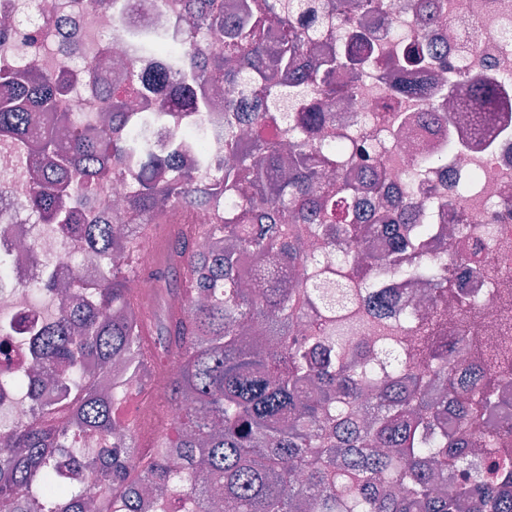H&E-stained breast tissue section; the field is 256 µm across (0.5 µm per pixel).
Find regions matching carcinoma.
Listing matches in <instances>:
<instances>
[{
    "instance_id": "1",
    "label": "carcinoma",
    "mask_w": 512,
    "mask_h": 512,
    "mask_svg": "<svg viewBox=\"0 0 512 512\" xmlns=\"http://www.w3.org/2000/svg\"><path fill=\"white\" fill-rule=\"evenodd\" d=\"M353 8L310 0L299 15L293 0H181L183 47L161 36L144 44L165 67L126 61L95 122L58 109L90 86L92 70L0 60V148L17 156L28 220L85 243L71 282L46 261L24 289L28 300L52 298L45 322L0 324V335L35 336V362L55 390L44 398L29 375L0 371V386L31 400L27 420L0 433V512H100L102 502L107 512H165L174 498L203 512L210 491L224 512H512V448L502 447L512 341L475 343L467 323L477 300L459 298L455 349H469L482 372L459 380L437 346L448 331V260L432 259L429 244L444 225L409 222L412 181L363 219L345 168L353 162L378 185L372 140L327 139L330 113L314 102L279 109L299 91L330 108L336 72L376 63L368 43L318 56L303 31L306 16L331 26ZM417 20L416 40L392 61L400 73L432 59L438 16ZM440 70L445 92L465 76L444 54ZM465 77V111L491 132L496 85ZM239 82L253 99L246 108L224 99V146L213 155L201 124L219 87ZM37 113L65 139L37 129ZM159 124L173 135L166 153L149 142ZM114 181L122 205L93 206ZM161 224L162 266L184 271L176 288L140 263ZM373 226L393 247L367 276L352 257ZM313 237L341 260L322 264ZM143 277L157 286L154 312L128 288ZM386 277L414 283L424 304L397 309L400 297L379 287ZM356 332L387 361L367 363ZM163 356L180 364L165 381L175 417L143 446L127 407L153 388Z\"/></svg>"
}]
</instances>
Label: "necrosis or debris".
Segmentation results:
<instances>
[{
    "instance_id": "obj_1",
    "label": "necrosis or debris",
    "mask_w": 512,
    "mask_h": 512,
    "mask_svg": "<svg viewBox=\"0 0 512 512\" xmlns=\"http://www.w3.org/2000/svg\"><path fill=\"white\" fill-rule=\"evenodd\" d=\"M357 2L359 20L355 26L343 30L317 25L311 30L320 46L337 44L349 33L374 44L379 56L375 71L360 79L344 71L336 73L335 83L346 100L333 110L328 134L340 142L367 129L385 141L383 187L393 192L402 189L419 155L439 159V166L418 178L415 197L420 201L439 198L445 206L433 211L415 209L413 217L426 224L449 226L466 219L469 231L448 242L449 255L462 252L469 257L468 263L454 272L456 296L448 301V319H457V296L477 295L480 313L471 322L470 333L495 335L501 319L512 318V285L495 284L473 275L472 270L512 271V0H439L442 26L436 29L435 37L447 44L449 61L462 68L484 70L499 85L502 105L498 129L489 139L476 136L471 119L458 113L461 100L469 95L468 85H458L451 93L450 113L444 123L421 116V99L392 94L391 88L397 83L416 85L431 95L439 90L433 70L399 74L389 65L399 48L415 35L414 0H387L388 8L383 12L376 9V0ZM179 3L124 0L126 16L120 20L113 9H98L94 0H0V21L27 30L39 26L42 17H59L58 29L43 33L39 51L29 57L39 69L52 72L59 66V32L71 23H78L88 37L87 43L78 44L71 55V65L102 64L131 53L138 37L175 35ZM405 111L419 113V121L402 128L388 123L389 114ZM0 186L8 190L5 212L13 238L33 246L30 254L17 255L11 240L0 242V248L12 254V273L0 282V309L39 323L46 318L45 310L27 303L20 293L38 272L34 257L51 258L58 270L67 272L79 244L26 221L21 209L26 187L15 157L6 153H0Z\"/></svg>"
}]
</instances>
